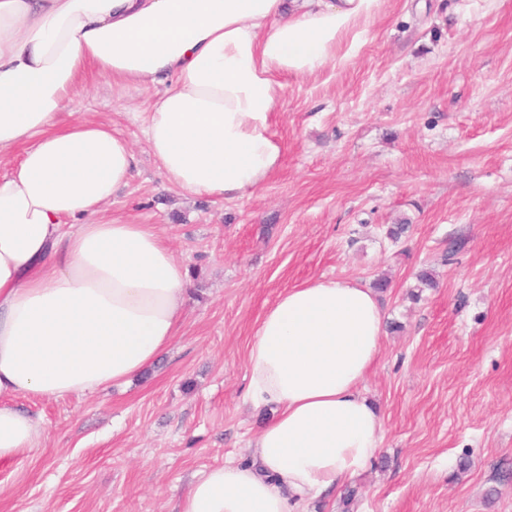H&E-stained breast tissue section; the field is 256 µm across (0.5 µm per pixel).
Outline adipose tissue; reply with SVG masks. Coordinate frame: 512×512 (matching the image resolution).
<instances>
[{
  "mask_svg": "<svg viewBox=\"0 0 512 512\" xmlns=\"http://www.w3.org/2000/svg\"><path fill=\"white\" fill-rule=\"evenodd\" d=\"M383 0H0V459L45 433L16 397L131 381L181 326L187 273L148 224L102 216L137 159L111 124L58 123L86 67L144 88L165 181L236 199L281 165L280 76L343 63ZM372 289L317 279L263 313L249 400L271 413L251 458L195 479L178 512H294L368 468L382 419L363 395L384 335Z\"/></svg>",
  "mask_w": 512,
  "mask_h": 512,
  "instance_id": "obj_1",
  "label": "adipose tissue"
}]
</instances>
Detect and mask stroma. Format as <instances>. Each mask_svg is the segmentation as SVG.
Wrapping results in <instances>:
<instances>
[{
  "mask_svg": "<svg viewBox=\"0 0 512 512\" xmlns=\"http://www.w3.org/2000/svg\"><path fill=\"white\" fill-rule=\"evenodd\" d=\"M281 82L282 164L224 201L158 172L143 126L164 84L90 70L72 92L60 123L111 121L134 149L107 214L156 225L186 267L183 325L128 384L16 398L45 434L0 460V512H177L194 478L249 459L256 324L321 278L388 281L365 385L383 438L365 472L297 512H512V0H384L346 62Z\"/></svg>",
  "mask_w": 512,
  "mask_h": 512,
  "instance_id": "35a3bbf8",
  "label": "stroma"
}]
</instances>
